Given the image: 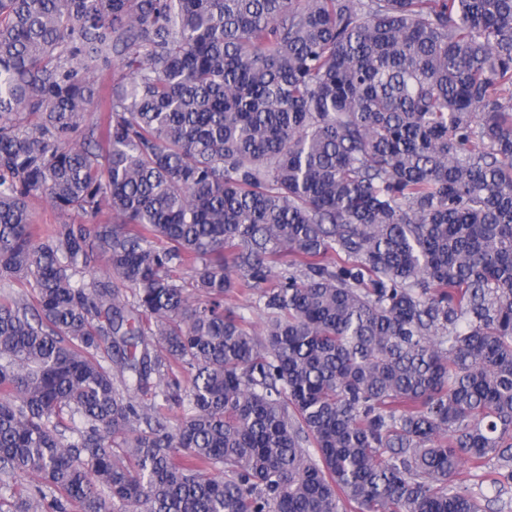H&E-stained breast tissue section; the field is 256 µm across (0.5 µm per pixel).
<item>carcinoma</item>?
Masks as SVG:
<instances>
[{
	"label": "carcinoma",
	"instance_id": "1",
	"mask_svg": "<svg viewBox=\"0 0 512 512\" xmlns=\"http://www.w3.org/2000/svg\"><path fill=\"white\" fill-rule=\"evenodd\" d=\"M485 468L512 0H0V512H488ZM32 216L34 224H60L63 222L93 224L106 219L107 213L104 211L97 217L77 213L63 214L54 210L44 198H36L32 201ZM251 295L232 293L224 298L226 307L231 308L236 314L244 316L257 333H261L267 320V313L253 303Z\"/></svg>",
	"mask_w": 512,
	"mask_h": 512
}]
</instances>
